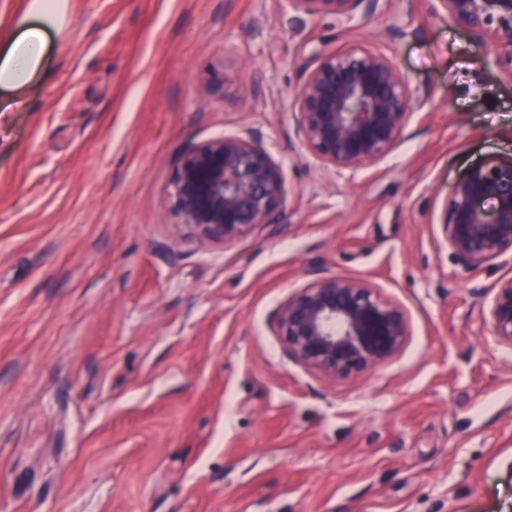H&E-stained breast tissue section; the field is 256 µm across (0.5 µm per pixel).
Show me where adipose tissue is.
Segmentation results:
<instances>
[{
	"label": "adipose tissue",
	"instance_id": "adipose-tissue-1",
	"mask_svg": "<svg viewBox=\"0 0 512 512\" xmlns=\"http://www.w3.org/2000/svg\"><path fill=\"white\" fill-rule=\"evenodd\" d=\"M65 0H29L23 14L16 18V35L0 51V86H17L33 77L44 55L45 29H62Z\"/></svg>",
	"mask_w": 512,
	"mask_h": 512
}]
</instances>
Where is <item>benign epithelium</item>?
Listing matches in <instances>:
<instances>
[{"label":"benign epithelium","mask_w":512,"mask_h":512,"mask_svg":"<svg viewBox=\"0 0 512 512\" xmlns=\"http://www.w3.org/2000/svg\"><path fill=\"white\" fill-rule=\"evenodd\" d=\"M295 18L332 15L350 23L380 0H281ZM435 15L488 44L485 63L512 78V0H432ZM428 91L413 89L394 58L357 41L320 50L292 105L299 144L321 164L355 171L403 141L409 116ZM286 176L261 132L243 128L194 144L178 157L170 210L204 247L228 245L272 224L286 207ZM491 202L493 206L485 207ZM442 224L446 243L470 271L512 262V159H491L455 185ZM493 336L512 348V277L498 281L488 306ZM288 358L332 381H351L393 358L409 336L404 305L370 282L319 274L277 312Z\"/></svg>","instance_id":"obj_1"}]
</instances>
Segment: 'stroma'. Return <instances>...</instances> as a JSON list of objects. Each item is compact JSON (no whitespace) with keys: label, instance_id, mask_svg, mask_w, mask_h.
Masks as SVG:
<instances>
[{"label":"stroma","instance_id":"1","mask_svg":"<svg viewBox=\"0 0 512 512\" xmlns=\"http://www.w3.org/2000/svg\"><path fill=\"white\" fill-rule=\"evenodd\" d=\"M351 29L279 0H67L40 72L0 89V512H512V349L486 310L512 264L458 262L454 185L512 158V78L413 0ZM363 41L430 94L405 139L324 168L287 106L320 47ZM250 126L276 223L200 246L168 204L186 147ZM323 271L403 304L352 382L288 359L276 315Z\"/></svg>","mask_w":512,"mask_h":512}]
</instances>
